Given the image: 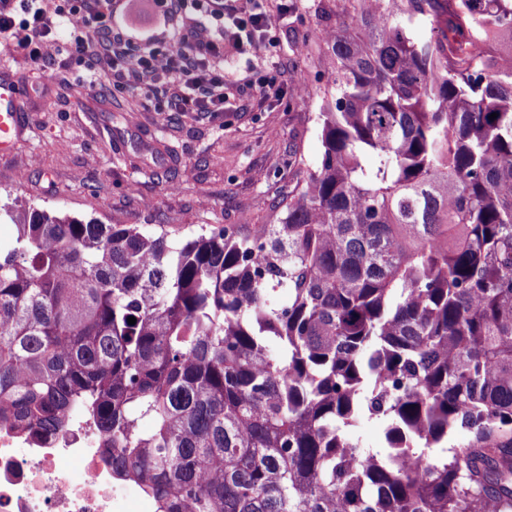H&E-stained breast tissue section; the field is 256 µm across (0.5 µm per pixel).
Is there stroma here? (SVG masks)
<instances>
[{"instance_id": "obj_1", "label": "stroma", "mask_w": 512, "mask_h": 512, "mask_svg": "<svg viewBox=\"0 0 512 512\" xmlns=\"http://www.w3.org/2000/svg\"><path fill=\"white\" fill-rule=\"evenodd\" d=\"M150 0H112V23L131 54L165 47L172 29L202 17L186 10L171 21ZM275 15L274 43L264 57L224 54L220 112H167L163 95L114 85L73 58L60 32L46 72L0 48V74L25 89L21 141L0 153V201L32 205L107 224H145L196 234L199 225L263 224L322 154L317 119L331 82L324 32L351 23L342 0H288ZM277 75L282 92L264 99L243 85L247 68Z\"/></svg>"}]
</instances>
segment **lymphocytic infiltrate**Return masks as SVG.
<instances>
[{
  "mask_svg": "<svg viewBox=\"0 0 512 512\" xmlns=\"http://www.w3.org/2000/svg\"><path fill=\"white\" fill-rule=\"evenodd\" d=\"M64 25L75 54L91 68L111 64L114 83H164L167 105L175 112H220L224 109V47L247 46L263 57L270 42L271 19L262 0H250L230 25L212 28L200 22L175 33L170 48L132 58L122 31L107 26L112 0H70ZM57 32L45 0H0V41L43 68Z\"/></svg>",
  "mask_w": 512,
  "mask_h": 512,
  "instance_id": "f902f5d3",
  "label": "lymphocytic infiltrate"
}]
</instances>
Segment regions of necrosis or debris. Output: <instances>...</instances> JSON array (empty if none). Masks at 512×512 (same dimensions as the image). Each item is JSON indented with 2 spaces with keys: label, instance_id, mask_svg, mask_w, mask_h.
<instances>
[{
  "label": "necrosis or debris",
  "instance_id": "necrosis-or-debris-1",
  "mask_svg": "<svg viewBox=\"0 0 512 512\" xmlns=\"http://www.w3.org/2000/svg\"><path fill=\"white\" fill-rule=\"evenodd\" d=\"M96 420L72 416L57 435L32 439L0 427V512H157L156 502L121 481L102 448Z\"/></svg>",
  "mask_w": 512,
  "mask_h": 512
}]
</instances>
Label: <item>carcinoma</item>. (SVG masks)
Returning a JSON list of instances; mask_svg holds the SVG:
<instances>
[{"label": "carcinoma", "instance_id": "1", "mask_svg": "<svg viewBox=\"0 0 512 512\" xmlns=\"http://www.w3.org/2000/svg\"><path fill=\"white\" fill-rule=\"evenodd\" d=\"M348 2L269 223L0 204L1 424L90 413L158 512H512V0ZM355 432L368 448L375 451L383 447V424L380 421L365 417L357 425Z\"/></svg>", "mask_w": 512, "mask_h": 512}]
</instances>
